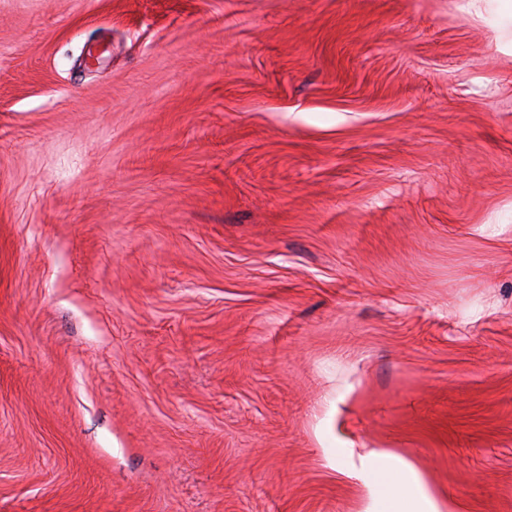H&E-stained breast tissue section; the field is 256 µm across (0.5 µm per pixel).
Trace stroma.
I'll return each mask as SVG.
<instances>
[{
  "instance_id": "1",
  "label": "stroma",
  "mask_w": 512,
  "mask_h": 512,
  "mask_svg": "<svg viewBox=\"0 0 512 512\" xmlns=\"http://www.w3.org/2000/svg\"><path fill=\"white\" fill-rule=\"evenodd\" d=\"M467 0H0V512H512V25ZM381 482L388 491L393 512H438L434 505L422 494L411 490L412 477L403 470H389L381 476ZM428 508L429 510H420Z\"/></svg>"
}]
</instances>
